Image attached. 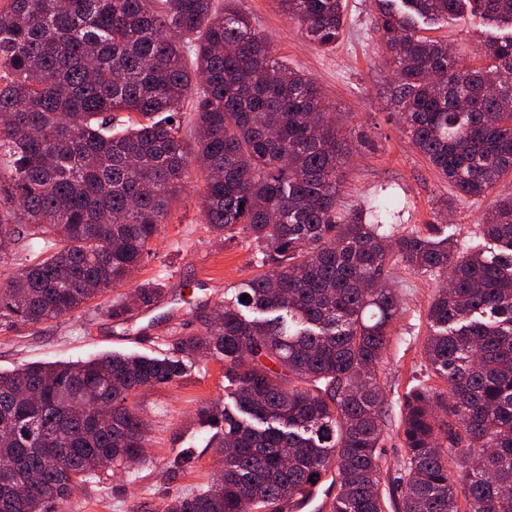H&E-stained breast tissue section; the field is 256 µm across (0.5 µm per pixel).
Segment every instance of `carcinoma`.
<instances>
[{
    "label": "carcinoma",
    "instance_id": "1",
    "mask_svg": "<svg viewBox=\"0 0 512 512\" xmlns=\"http://www.w3.org/2000/svg\"><path fill=\"white\" fill-rule=\"evenodd\" d=\"M277 2L318 47L343 35L345 0ZM375 2L413 144L457 196L491 194L512 173V0ZM466 11L503 32L479 66L422 34ZM275 52L244 0H0V266L12 244L31 246L27 265L3 270L0 320L58 319L125 285L197 162L208 229L252 240L262 268L172 356L0 373V463H14L0 472V512H55L83 477L138 459L146 424L131 399L179 381L186 355L224 361L235 410L200 409L224 469L167 512H286L333 470L329 512H385L377 370L400 310L395 261L450 283L422 347L445 389L418 384L404 398L398 512H512V194L482 219L493 251L418 232L389 241L390 208L339 210L356 145ZM162 293L143 283L106 314L124 321ZM100 405L112 419L98 421Z\"/></svg>",
    "mask_w": 512,
    "mask_h": 512
}]
</instances>
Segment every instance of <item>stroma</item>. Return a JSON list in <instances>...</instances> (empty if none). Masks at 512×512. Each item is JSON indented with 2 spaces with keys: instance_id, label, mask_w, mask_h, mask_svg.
Listing matches in <instances>:
<instances>
[{
  "instance_id": "35a3bbf8",
  "label": "stroma",
  "mask_w": 512,
  "mask_h": 512,
  "mask_svg": "<svg viewBox=\"0 0 512 512\" xmlns=\"http://www.w3.org/2000/svg\"><path fill=\"white\" fill-rule=\"evenodd\" d=\"M245 8L253 24L273 40L278 60L317 83L344 133L358 145L341 182L344 212L390 197L400 210L394 235L416 231L452 237L467 251L483 247L479 220L490 208L491 198L457 199L402 132L389 97L391 73L379 54L374 0H347L344 36L327 50L304 38L277 0H245ZM484 33V27L458 20L434 26L427 35L447 41L468 64L480 54ZM203 188V178L194 176L191 186L172 202L168 224L130 284L57 320L34 326L0 324V371L29 362H71L108 352L163 357L172 354L178 337L202 331L216 304L233 299L235 286L257 271L251 240L222 241L207 229L199 207ZM391 273L402 302L378 367L385 395L380 448L385 512H396L400 501L407 462L400 435L403 397L411 386L427 379L422 356L427 311L444 284L442 278L400 263ZM147 281L164 286L160 302L134 312L122 323L106 317L104 310L114 299ZM185 363L187 373L182 379L144 389L134 400L147 424L140 460L88 475L62 512H166L175 497L198 493L212 482L224 451L209 446L210 433L202 429L198 412L209 404L231 405V386L223 362L189 356ZM183 452L189 453V461L175 465V457Z\"/></svg>"
}]
</instances>
